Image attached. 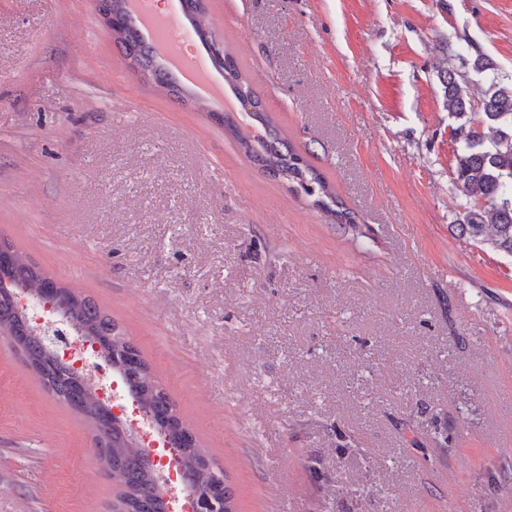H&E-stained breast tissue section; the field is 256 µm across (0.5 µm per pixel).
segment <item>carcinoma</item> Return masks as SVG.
<instances>
[{
    "instance_id": "1",
    "label": "carcinoma",
    "mask_w": 512,
    "mask_h": 512,
    "mask_svg": "<svg viewBox=\"0 0 512 512\" xmlns=\"http://www.w3.org/2000/svg\"><path fill=\"white\" fill-rule=\"evenodd\" d=\"M126 57H132L148 66L152 65L153 52L140 36L131 18H125V25L117 38ZM445 95L454 113L462 117L473 110L468 97L467 86L459 79L454 69L440 73ZM245 92L254 99L256 112L253 119L261 122L266 134L259 139L250 138L235 120L226 115L224 124L234 128L236 139L244 150L270 176L282 178L296 184L297 190L316 197L315 205L330 214L338 224H351L353 217L336 208L339 200L325 178L310 165L304 163L291 145L278 138L263 115L262 105L249 86ZM481 119L496 129L495 138L486 141L480 126L468 120L455 129V137L461 143L456 154V180L461 194L470 201L456 229L460 234L476 242H486L493 248L512 255V82L497 76L490 80V94L482 102ZM11 261L13 278L25 286L35 289L52 288L54 281L48 278L35 264L26 261L6 243H0V262ZM63 295L73 300L77 315L83 321L97 327L101 336L122 345L127 353L138 356L140 370L130 378L127 387L143 397L154 408L158 422L172 420L186 438L183 462L192 475L202 471H214L209 476L207 488L224 495V512H234L230 487L224 479V472L214 466L207 455L198 447L193 434L183 425L174 404L151 374L135 344L119 329L112 317L100 309L89 298L77 295L66 288ZM41 383L56 398L71 404L74 390L70 376L63 367L40 368ZM121 432L112 429V447L101 448L102 457L110 458L115 471V480L121 485L120 501L127 503L134 512H166L164 504L150 495L148 479L138 466L140 451L123 446Z\"/></svg>"
}]
</instances>
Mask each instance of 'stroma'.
Listing matches in <instances>:
<instances>
[{"label":"stroma","mask_w":512,"mask_h":512,"mask_svg":"<svg viewBox=\"0 0 512 512\" xmlns=\"http://www.w3.org/2000/svg\"><path fill=\"white\" fill-rule=\"evenodd\" d=\"M352 224L132 67L95 0H0V240L91 297L236 512H512V255L459 236L461 120L512 0H206ZM93 428L0 337V512H112ZM440 77L444 85L445 95L454 109V113L459 118L468 113L473 114V105L468 97L466 83L460 79L458 72L455 69H448L441 72Z\"/></svg>","instance_id":"stroma-1"}]
</instances>
